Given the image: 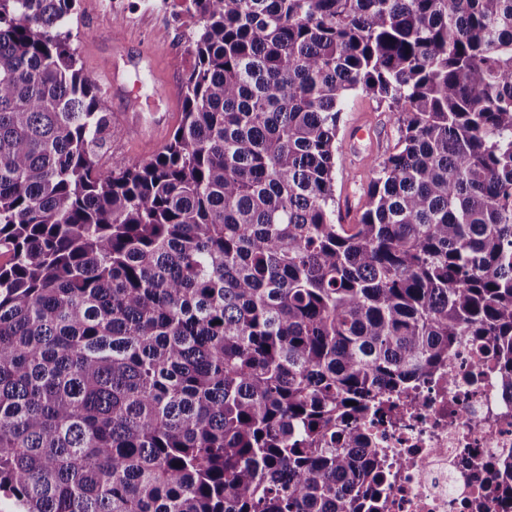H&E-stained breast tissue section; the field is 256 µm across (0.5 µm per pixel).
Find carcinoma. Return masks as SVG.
<instances>
[{
  "mask_svg": "<svg viewBox=\"0 0 512 512\" xmlns=\"http://www.w3.org/2000/svg\"><path fill=\"white\" fill-rule=\"evenodd\" d=\"M76 0H0V503L359 512L338 425L488 342L512 389V0H192L162 151L112 113ZM396 114L337 224L346 97Z\"/></svg>",
  "mask_w": 512,
  "mask_h": 512,
  "instance_id": "1",
  "label": "carcinoma"
}]
</instances>
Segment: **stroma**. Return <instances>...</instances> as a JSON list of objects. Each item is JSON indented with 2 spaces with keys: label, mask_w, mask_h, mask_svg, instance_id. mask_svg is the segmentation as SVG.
<instances>
[{
  "label": "stroma",
  "mask_w": 512,
  "mask_h": 512,
  "mask_svg": "<svg viewBox=\"0 0 512 512\" xmlns=\"http://www.w3.org/2000/svg\"><path fill=\"white\" fill-rule=\"evenodd\" d=\"M89 0H79L70 25L71 40L84 72L99 89L107 82L98 60L110 56L117 67L119 82L126 93L112 103V142L98 158L102 168L116 170L132 160L149 158L168 142L180 114L172 103L179 100V89L192 65L189 53L190 32L184 31L165 11L149 10V0H124L118 10H92ZM154 52L153 62L136 61L134 53L141 47ZM138 113L143 127H150L160 116L168 123L154 138H141L127 129L123 113ZM373 130L372 139L351 141L350 130L356 125ZM336 154V221L358 223L366 201V191L374 177L373 162L394 148L398 129L395 116L387 107L365 93L349 94L341 114Z\"/></svg>",
  "instance_id": "obj_1"
}]
</instances>
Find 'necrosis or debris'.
<instances>
[{
    "instance_id": "4bbe7bcc",
    "label": "necrosis or debris",
    "mask_w": 512,
    "mask_h": 512,
    "mask_svg": "<svg viewBox=\"0 0 512 512\" xmlns=\"http://www.w3.org/2000/svg\"><path fill=\"white\" fill-rule=\"evenodd\" d=\"M384 460L380 512H512V392L495 358L465 342L409 390L385 394L356 422Z\"/></svg>"
}]
</instances>
